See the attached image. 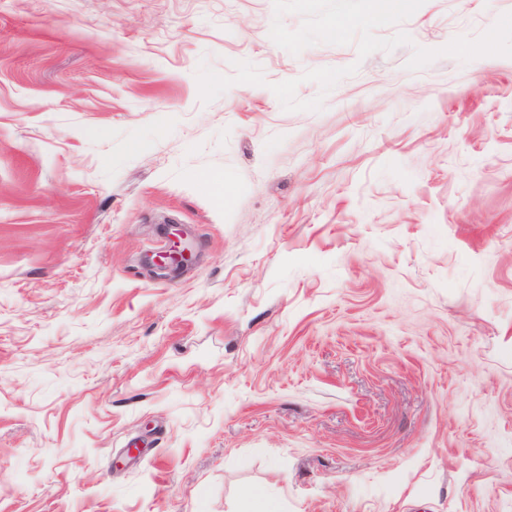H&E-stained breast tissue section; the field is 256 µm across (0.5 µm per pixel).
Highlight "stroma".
Listing matches in <instances>:
<instances>
[{"label": "stroma", "mask_w": 512, "mask_h": 512, "mask_svg": "<svg viewBox=\"0 0 512 512\" xmlns=\"http://www.w3.org/2000/svg\"><path fill=\"white\" fill-rule=\"evenodd\" d=\"M508 12L362 58L274 0H0V512H512V58L406 67ZM168 230H170V233L179 240L177 242L178 245H176L170 252L159 255L155 260V263L162 269L176 272L177 270L186 267L191 262L194 248L192 244L182 243L181 239L183 235L177 224L168 225Z\"/></svg>", "instance_id": "obj_1"}]
</instances>
